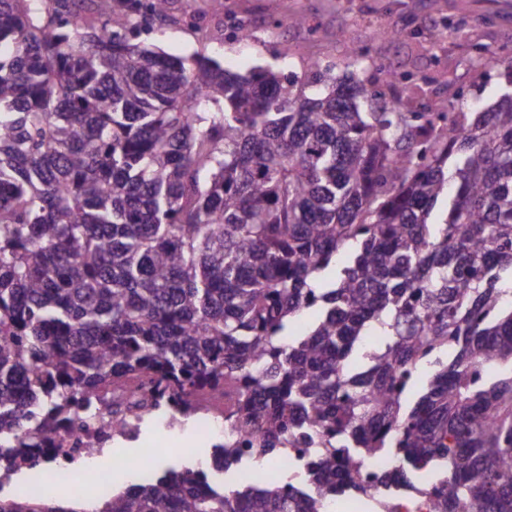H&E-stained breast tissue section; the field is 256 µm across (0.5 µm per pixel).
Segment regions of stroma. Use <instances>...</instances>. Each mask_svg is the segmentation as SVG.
I'll return each instance as SVG.
<instances>
[{
	"mask_svg": "<svg viewBox=\"0 0 512 512\" xmlns=\"http://www.w3.org/2000/svg\"><path fill=\"white\" fill-rule=\"evenodd\" d=\"M169 8L194 15L197 29L165 25L145 42L184 58L202 52L233 71L269 67L294 74L312 91L317 85L305 59H319L324 75L338 77L350 46L368 48L364 77L377 89L363 103L369 112L392 99L389 70L408 74L416 112L439 100L452 112H479L512 86L511 74L482 57L486 49L512 54V0H170ZM291 14L307 17L308 26H284ZM461 17L464 28L441 32L442 22ZM239 22L244 30H236ZM382 29L402 36L378 39Z\"/></svg>",
	"mask_w": 512,
	"mask_h": 512,
	"instance_id": "1",
	"label": "stroma"
}]
</instances>
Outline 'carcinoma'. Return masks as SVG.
Listing matches in <instances>:
<instances>
[{
    "mask_svg": "<svg viewBox=\"0 0 512 512\" xmlns=\"http://www.w3.org/2000/svg\"><path fill=\"white\" fill-rule=\"evenodd\" d=\"M78 2L0 0V463L108 385L184 413L227 386L252 440L211 469L304 440L301 477L168 467L95 512H323L377 454L386 487L435 472V512H512V91L366 112L359 47L308 97L133 38L194 26L169 0Z\"/></svg>",
    "mask_w": 512,
    "mask_h": 512,
    "instance_id": "cac0c4a2",
    "label": "carcinoma"
}]
</instances>
